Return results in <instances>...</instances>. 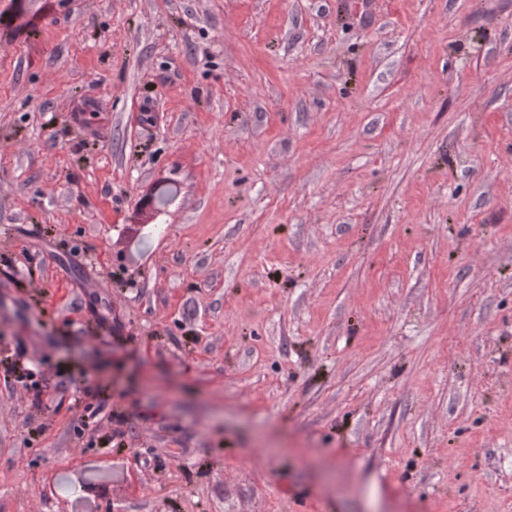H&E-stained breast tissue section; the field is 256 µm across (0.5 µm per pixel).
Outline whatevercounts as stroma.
<instances>
[{
	"mask_svg": "<svg viewBox=\"0 0 512 512\" xmlns=\"http://www.w3.org/2000/svg\"><path fill=\"white\" fill-rule=\"evenodd\" d=\"M0 512H512V0H0Z\"/></svg>",
	"mask_w": 512,
	"mask_h": 512,
	"instance_id": "obj_1",
	"label": "stroma"
}]
</instances>
